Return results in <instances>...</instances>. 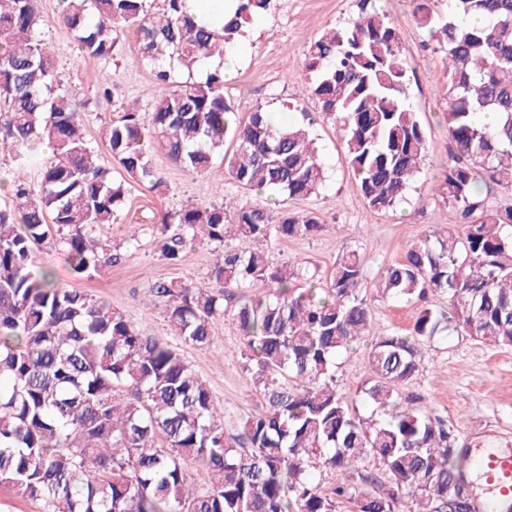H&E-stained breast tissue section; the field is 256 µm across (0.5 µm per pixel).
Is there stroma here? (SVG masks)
I'll list each match as a JSON object with an SVG mask.
<instances>
[{
  "instance_id": "obj_1",
  "label": "stroma",
  "mask_w": 512,
  "mask_h": 512,
  "mask_svg": "<svg viewBox=\"0 0 512 512\" xmlns=\"http://www.w3.org/2000/svg\"><path fill=\"white\" fill-rule=\"evenodd\" d=\"M399 34L401 49L411 60L410 101L424 128L427 156L420 178L406 200L383 214L370 213L365 200L341 159V143L333 126L323 121L310 93L311 79L305 69V53L311 42L329 27L346 26L360 12L359 0H272L270 9L248 25L233 79L224 84L240 113L260 108L278 116L280 126L310 121L326 170L319 193L303 200H285L286 208L317 214L322 227L308 237L269 238L263 242L274 262L305 263L319 274L331 270L337 256L356 252L364 262L367 278H375L385 265L399 258L406 247L427 231L448 222V205L439 194L442 170L455 145L442 121L448 109L444 95L447 72L444 55L435 48L426 29L414 16L412 0H374ZM46 38L52 47L59 79L84 103L88 139L98 141L101 120L120 112L127 100H138L149 110L157 88L149 69L141 62L134 35H126L107 69L115 88L103 99L98 88L103 69L93 60L81 59L72 33L56 21L59 0H36ZM152 163L165 184L162 194L135 188L123 207L120 223L104 229L113 248L121 254L118 265L101 274L79 278L72 274L63 252L43 244L36 261L54 273L64 288L86 290L112 304L141 332L163 340L172 335L163 308L150 290L162 278L179 277L213 291L224 288L212 269L218 254L214 246L192 244L182 262L173 265L156 249L151 234L138 241L127 239L129 225L147 223L158 210L177 209L191 198L207 205L225 197L246 199L244 190L224 177V164L215 161L202 175L170 163L161 151H153ZM373 313L372 333L408 332L415 310L406 301L382 296L377 289L362 291ZM242 344L230 323L216 321L208 346L183 347L191 367L207 381L214 398L224 406L227 428L241 416L257 411L263 400L249 382L241 358ZM370 375L368 350L357 346L341 355L336 368L338 390L353 400L361 417L373 406L362 386ZM402 406H419L444 420L457 447L467 448L494 441L512 448V348L482 345L471 337L441 334L427 342L416 377L401 391Z\"/></svg>"
}]
</instances>
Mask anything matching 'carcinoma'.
Masks as SVG:
<instances>
[{
	"label": "carcinoma",
	"instance_id": "obj_1",
	"mask_svg": "<svg viewBox=\"0 0 512 512\" xmlns=\"http://www.w3.org/2000/svg\"><path fill=\"white\" fill-rule=\"evenodd\" d=\"M361 2L352 24L311 43L306 70L367 207L383 213L417 179L427 140L409 103L410 64L396 29ZM234 3L215 29L197 24L185 0H61L57 22L82 58L109 65L133 30L158 88L150 112L131 101L102 121L100 139L123 170L117 178L86 139L76 94L56 85L35 0H0V158L11 164L17 200L0 208V485L43 512H336L343 499L355 512H399L406 497L415 512H451L461 500L476 512L447 428L398 405L437 333L512 346V206L493 207L480 193L483 185L512 193V0H448L445 18L415 0L419 25L444 53V119L456 152L440 184L448 225L411 244L374 283L414 306L410 334H371L357 253L339 255L321 278L253 247L314 234L321 224L312 212L239 200L153 214L154 241L172 264L189 243L241 241L218 252L213 268L238 294L178 278L151 287L185 345H208L219 319L236 327L245 371L264 401L238 433L226 432L224 409L178 346L37 266L35 248L47 240L78 277L118 260L94 232L118 223L132 185L160 192L154 142L173 165L196 173L221 158L225 177L243 190L296 199L319 191L324 168L305 126L276 127L260 108L240 117L219 66L194 76L235 48L271 0ZM483 112L497 121L481 122ZM44 144L51 157L34 194L24 168ZM435 295L448 296V313L430 307ZM367 339L363 393L381 421L357 417L336 389L337 358ZM190 460L208 470V487L187 484ZM362 463L384 479L367 475L374 490L359 496L345 481L325 493L310 475Z\"/></svg>",
	"mask_w": 512,
	"mask_h": 512
}]
</instances>
